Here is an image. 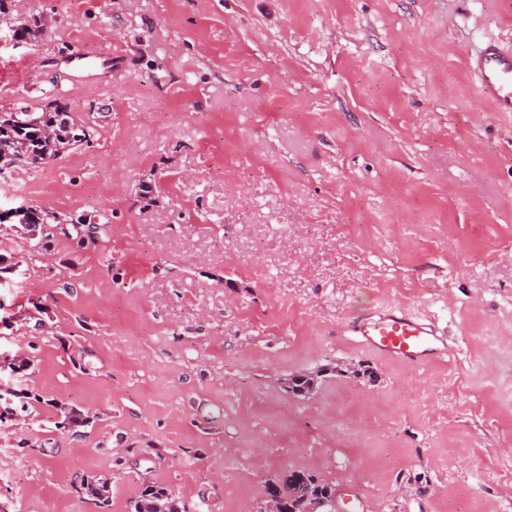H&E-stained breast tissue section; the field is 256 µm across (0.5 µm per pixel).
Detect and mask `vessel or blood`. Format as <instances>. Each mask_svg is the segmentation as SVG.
<instances>
[{"label":"vessel or blood","instance_id":"vessel-or-blood-1","mask_svg":"<svg viewBox=\"0 0 512 512\" xmlns=\"http://www.w3.org/2000/svg\"><path fill=\"white\" fill-rule=\"evenodd\" d=\"M467 65L477 79L480 99L492 103L496 111L512 112V49L488 43ZM351 330L377 355L413 365L445 359L449 352L438 328L398 307L378 318L354 323Z\"/></svg>","mask_w":512,"mask_h":512}]
</instances>
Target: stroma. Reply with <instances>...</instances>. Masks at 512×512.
I'll return each instance as SVG.
<instances>
[{"label": "stroma", "instance_id": "1", "mask_svg": "<svg viewBox=\"0 0 512 512\" xmlns=\"http://www.w3.org/2000/svg\"><path fill=\"white\" fill-rule=\"evenodd\" d=\"M489 40L512 48V0H24L0 20V111L57 99L93 129L0 173L1 212L67 222L46 250L0 223V512H129L153 483L259 512L290 469L334 482L336 512H512V112L466 65ZM386 307L444 331L447 361L343 335ZM359 364L379 382L343 375ZM323 367L312 398L285 390ZM94 475L108 509L76 491Z\"/></svg>", "mask_w": 512, "mask_h": 512}]
</instances>
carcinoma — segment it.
Returning a JSON list of instances; mask_svg holds the SVG:
<instances>
[{
  "instance_id": "1",
  "label": "carcinoma",
  "mask_w": 512,
  "mask_h": 512,
  "mask_svg": "<svg viewBox=\"0 0 512 512\" xmlns=\"http://www.w3.org/2000/svg\"><path fill=\"white\" fill-rule=\"evenodd\" d=\"M44 31L45 24L37 21L32 25L19 27L15 30V35L22 41L34 44L41 40ZM38 118L37 126H21L13 121L12 113L0 112V151L6 148L13 154H23L28 165L34 169L76 148L74 139H49L43 133L44 128L52 125L65 135L77 133L71 123V112L67 106L57 101L50 102L38 113ZM21 218L29 224L42 226L58 222L57 213L35 206L26 208ZM323 377L321 369L304 373L301 380L292 386L291 394L295 396L297 390L305 388L317 390ZM266 494L279 495L287 512H333L336 504V484L304 470H290L268 481ZM159 505L166 512H188L186 502L162 484L146 486L131 502L130 512H156Z\"/></svg>"
}]
</instances>
